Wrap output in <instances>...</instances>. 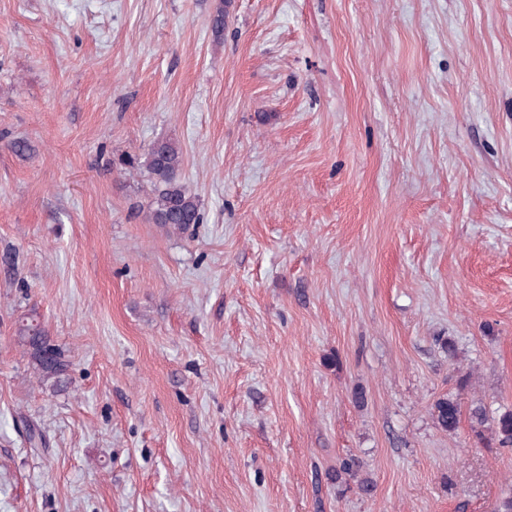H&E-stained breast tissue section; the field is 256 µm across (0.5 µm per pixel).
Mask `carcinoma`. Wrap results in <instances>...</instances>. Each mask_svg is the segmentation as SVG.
I'll return each mask as SVG.
<instances>
[{
    "label": "carcinoma",
    "mask_w": 512,
    "mask_h": 512,
    "mask_svg": "<svg viewBox=\"0 0 512 512\" xmlns=\"http://www.w3.org/2000/svg\"><path fill=\"white\" fill-rule=\"evenodd\" d=\"M227 11L224 0L218 4L210 17L211 31L219 38L224 34ZM119 165L128 171H144L148 174L153 200L147 221L166 228L183 231L192 224H200L203 215L198 198L181 180L183 154L180 148L167 140L155 141L146 151L137 157H121ZM21 339L28 347L30 356L39 366L44 376H59L66 372L68 361L64 353L51 344L39 324L32 322L19 329ZM431 413L437 426L446 433L457 430L460 419V404L457 399L443 395L431 404ZM494 437L500 448L512 447V408L505 409L493 418ZM361 466L356 459H348L336 470V480L346 476L358 479V488L369 494L374 484L367 478H359Z\"/></svg>",
    "instance_id": "obj_1"
}]
</instances>
